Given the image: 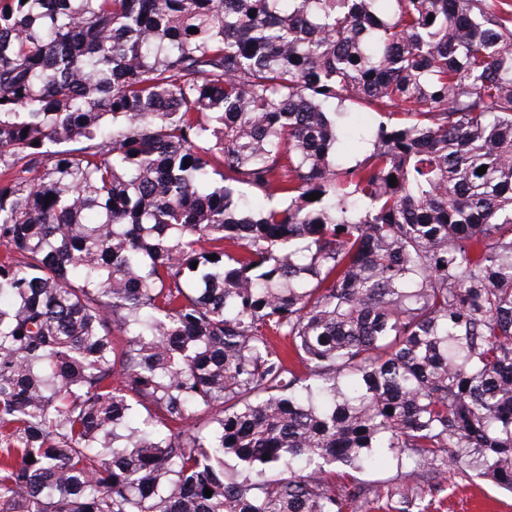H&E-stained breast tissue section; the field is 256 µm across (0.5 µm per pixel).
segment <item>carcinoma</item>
<instances>
[{"label": "carcinoma", "mask_w": 512, "mask_h": 512, "mask_svg": "<svg viewBox=\"0 0 512 512\" xmlns=\"http://www.w3.org/2000/svg\"><path fill=\"white\" fill-rule=\"evenodd\" d=\"M0 243V512L512 491V0H0ZM408 486L422 496L424 512H512V494L483 478L448 468L432 479L424 471Z\"/></svg>", "instance_id": "carcinoma-1"}]
</instances>
